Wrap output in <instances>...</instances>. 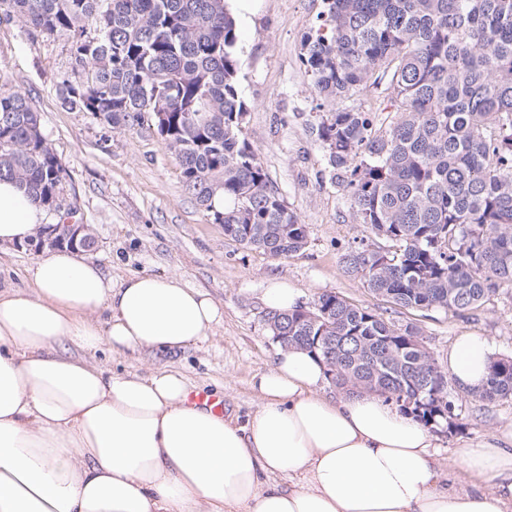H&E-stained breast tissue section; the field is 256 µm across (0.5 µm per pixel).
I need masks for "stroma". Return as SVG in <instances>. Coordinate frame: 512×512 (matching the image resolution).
Returning a JSON list of instances; mask_svg holds the SVG:
<instances>
[{
    "label": "stroma",
    "mask_w": 512,
    "mask_h": 512,
    "mask_svg": "<svg viewBox=\"0 0 512 512\" xmlns=\"http://www.w3.org/2000/svg\"><path fill=\"white\" fill-rule=\"evenodd\" d=\"M228 5L237 21L239 92L249 108L243 133L271 187L308 228L306 246L280 258L225 236L211 212L186 193L180 166L159 136L113 129L64 107L59 92L72 74L67 36L30 33L0 13V77L41 114L45 139L66 168L62 195L96 241L89 258L116 281L132 273L180 277L224 311L222 325L201 348L174 355L100 352L97 362L116 372L178 371L190 389L222 394L225 413L245 417L259 402L252 377L270 367L279 348L263 320L262 290L271 278L297 288L299 304L332 292L396 326H414L437 358L464 333L485 337L493 356L512 357V295L492 296L462 313L411 310L343 272L340 258L350 248L384 251L389 244L356 221L349 192L317 138L324 109L300 55L304 35L319 24L322 0ZM448 402L451 412L439 432L443 462L461 442L512 422L510 397L489 403L452 384Z\"/></svg>",
    "instance_id": "1"
}]
</instances>
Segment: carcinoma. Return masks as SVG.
<instances>
[{"label":"carcinoma","instance_id":"carcinoma-1","mask_svg":"<svg viewBox=\"0 0 512 512\" xmlns=\"http://www.w3.org/2000/svg\"><path fill=\"white\" fill-rule=\"evenodd\" d=\"M301 62L329 106L317 127L328 163L349 189L361 224L393 250L357 247L345 273L403 308L465 311L512 288V0H322ZM28 30L71 41L72 80L61 98L114 129L156 128L183 187L224 235L271 257L307 244V226L270 187L243 136L237 22L226 0H0ZM376 94L375 112L350 103ZM65 166L41 116L0 84V179L48 203ZM224 210L213 209L216 194ZM314 305L336 337L333 383L410 409L429 424L448 411L435 360L399 353L417 336L373 311L323 293ZM288 345L324 358L299 309ZM485 401L512 397V357L490 362Z\"/></svg>","mask_w":512,"mask_h":512}]
</instances>
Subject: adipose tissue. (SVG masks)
Instances as JSON below:
<instances>
[{
  "instance_id": "adipose-tissue-1",
  "label": "adipose tissue",
  "mask_w": 512,
  "mask_h": 512,
  "mask_svg": "<svg viewBox=\"0 0 512 512\" xmlns=\"http://www.w3.org/2000/svg\"><path fill=\"white\" fill-rule=\"evenodd\" d=\"M44 220L0 180V244ZM29 273L0 287V512H512V423L440 466L427 425L375 394L324 395L323 361L295 346L254 376L245 422L227 419L187 406L177 371L92 359L206 342L224 314L205 293L175 276L115 281L66 249ZM62 342L71 354L55 353ZM490 358L487 339L464 334L441 364L472 393Z\"/></svg>"
}]
</instances>
